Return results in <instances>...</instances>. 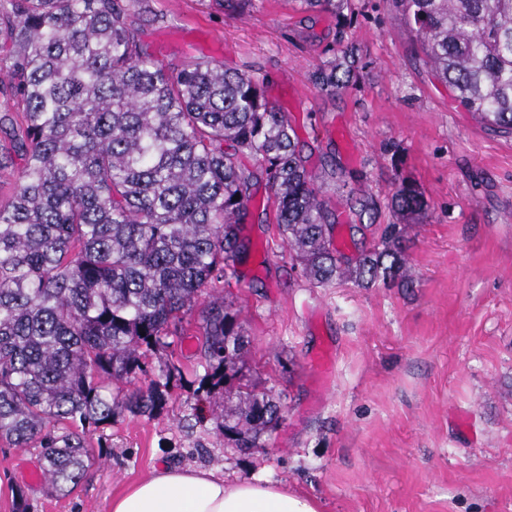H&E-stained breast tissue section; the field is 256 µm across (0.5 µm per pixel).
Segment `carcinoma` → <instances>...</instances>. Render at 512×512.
Wrapping results in <instances>:
<instances>
[{
    "mask_svg": "<svg viewBox=\"0 0 512 512\" xmlns=\"http://www.w3.org/2000/svg\"><path fill=\"white\" fill-rule=\"evenodd\" d=\"M141 0H0V443L37 448L48 489L68 495L94 455L90 436L117 414H160L184 372L173 359L197 314L196 422L224 407L232 447H259L281 406L243 382V325L208 291L247 245L239 225L261 158L276 229L313 285L400 286L398 224L349 262L335 216L264 78L190 61L170 69L127 24ZM427 63L485 128L512 135V0H400ZM341 16L346 0H299ZM353 79L348 53L318 70L324 89ZM240 199H235V196ZM390 206L425 215L401 182ZM151 375L146 388L135 380Z\"/></svg>",
    "mask_w": 512,
    "mask_h": 512,
    "instance_id": "cac0c4a2",
    "label": "carcinoma"
}]
</instances>
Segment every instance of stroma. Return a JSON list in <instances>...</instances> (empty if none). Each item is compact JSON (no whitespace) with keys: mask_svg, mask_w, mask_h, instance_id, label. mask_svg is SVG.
Returning <instances> with one entry per match:
<instances>
[{"mask_svg":"<svg viewBox=\"0 0 512 512\" xmlns=\"http://www.w3.org/2000/svg\"><path fill=\"white\" fill-rule=\"evenodd\" d=\"M346 22L291 0H143L128 21L170 67L211 59L267 79L298 128L301 156L350 236L395 223L401 180L428 202L407 225L412 285L310 284L266 223V245L224 297L247 330L244 379L272 390L282 418L259 448L226 447L215 419L193 424L191 387L152 418L121 414L68 495L48 490L34 448L0 447V512L25 489L30 512H108L113 497L165 467L258 476L316 499L320 512H512V137L480 125L425 60L395 0H350ZM352 48L354 82L321 89L332 48Z\"/></svg>","mask_w":512,"mask_h":512,"instance_id":"obj_1","label":"stroma"}]
</instances>
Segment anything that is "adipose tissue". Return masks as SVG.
Here are the masks:
<instances>
[{
	"mask_svg": "<svg viewBox=\"0 0 512 512\" xmlns=\"http://www.w3.org/2000/svg\"><path fill=\"white\" fill-rule=\"evenodd\" d=\"M109 512H318L311 498L263 478L229 481L212 471L160 468L113 498Z\"/></svg>",
	"mask_w": 512,
	"mask_h": 512,
	"instance_id": "obj_1",
	"label": "adipose tissue"
}]
</instances>
